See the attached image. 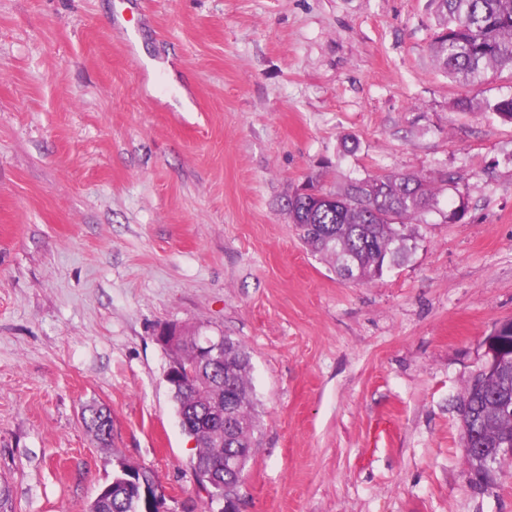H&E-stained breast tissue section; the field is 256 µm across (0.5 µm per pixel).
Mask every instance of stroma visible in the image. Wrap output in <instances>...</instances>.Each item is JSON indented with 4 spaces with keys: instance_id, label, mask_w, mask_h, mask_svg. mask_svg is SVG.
Here are the masks:
<instances>
[{
    "instance_id": "35a3bbf8",
    "label": "stroma",
    "mask_w": 512,
    "mask_h": 512,
    "mask_svg": "<svg viewBox=\"0 0 512 512\" xmlns=\"http://www.w3.org/2000/svg\"><path fill=\"white\" fill-rule=\"evenodd\" d=\"M438 14L439 0H0V479L15 512H85L117 453L204 512L166 326L251 356L239 512H512V462L475 485L459 413L485 337L512 320V124L478 107L512 94V74L448 78ZM129 22L170 75H151ZM177 86L192 111L171 104ZM443 172L456 184L412 257L368 284L288 216L309 184ZM93 402L112 411L111 447L83 423Z\"/></svg>"
}]
</instances>
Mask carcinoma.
<instances>
[{
  "mask_svg": "<svg viewBox=\"0 0 512 512\" xmlns=\"http://www.w3.org/2000/svg\"><path fill=\"white\" fill-rule=\"evenodd\" d=\"M441 32L433 44L438 68L453 80L473 87L482 84L488 71H512V0H440ZM484 112L512 123V95L484 99ZM434 182L414 175L393 173L355 181L336 202L311 220L304 213V197H288L286 207L299 238L309 249L330 260L336 273L356 284L380 278L388 268L408 261L416 245L413 225L433 206ZM497 356L491 366L467 387L461 404L466 448H512V320L494 327L487 336ZM225 359L203 367L204 376L224 384V408L237 415L216 420L199 392L173 382L170 389L183 431L196 441L200 463L219 473L224 497H238L244 470L224 468L215 453L211 431L224 428V453L234 448L252 452L257 420L249 381L250 355L240 342L224 337ZM85 424L104 447L112 445V413L104 406L86 408ZM124 458L116 457L113 485L98 492L87 512H136L133 493L127 489Z\"/></svg>",
  "mask_w": 512,
  "mask_h": 512,
  "instance_id": "carcinoma-1",
  "label": "carcinoma"
}]
</instances>
